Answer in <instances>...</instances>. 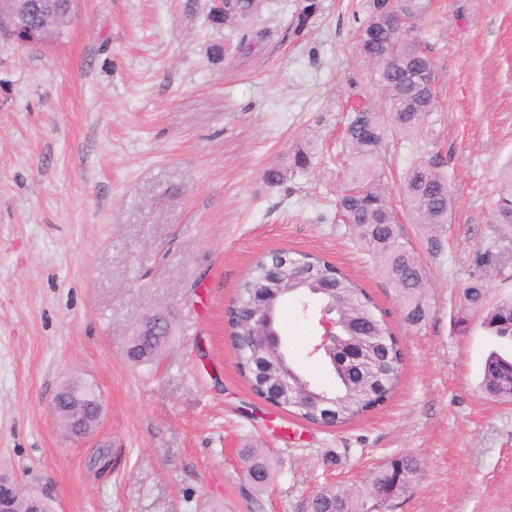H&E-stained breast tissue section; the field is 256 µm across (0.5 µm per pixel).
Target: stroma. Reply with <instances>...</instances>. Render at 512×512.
<instances>
[{
  "label": "stroma",
  "mask_w": 512,
  "mask_h": 512,
  "mask_svg": "<svg viewBox=\"0 0 512 512\" xmlns=\"http://www.w3.org/2000/svg\"><path fill=\"white\" fill-rule=\"evenodd\" d=\"M298 0H269L271 40L211 63L224 31L207 0H77L53 41L0 50V477L45 492L54 512H304L320 489H364L411 455L422 478L382 512H512V402L486 395L483 364L512 343L456 318L472 274L512 298V224L497 223V173L512 157V0H430L420 22L436 69L434 150L457 204L441 254L400 217L429 277L430 311L408 324L377 258L337 221L348 109L379 96L358 53L362 0H321L302 36ZM358 87H351V80ZM305 173L267 185L300 144ZM416 146L387 136L392 202ZM324 256L373 297L396 337L399 384L377 409L324 426L257 398L240 376L225 312L252 262ZM166 309L173 338L135 365L139 318ZM280 333L311 381L315 321L288 306ZM71 379L103 402L73 438L49 411ZM105 467H90L99 448ZM278 462L264 489L241 451Z\"/></svg>",
  "instance_id": "obj_1"
}]
</instances>
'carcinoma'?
<instances>
[{
    "mask_svg": "<svg viewBox=\"0 0 512 512\" xmlns=\"http://www.w3.org/2000/svg\"><path fill=\"white\" fill-rule=\"evenodd\" d=\"M53 0V11L38 19L40 34L36 42L59 38L72 23V16ZM264 0H213L207 21L224 27V43L210 46V57L217 63L230 50L250 51L263 46L271 31L259 23ZM320 8L319 0H300L292 30L303 33ZM425 9L424 0H367L364 19L358 28V49L362 59L371 64L374 80L381 91L378 105L358 107L345 126L344 144L349 160L345 187L337 206L343 221L352 226L360 243L380 259L388 279L395 285L405 313L412 324L422 322L430 309L426 291V271L418 258L399 241V217L387 199L381 181L380 154L385 136L392 133L403 139L426 140L434 132L433 116L439 112L434 62L411 28L401 19L417 20ZM312 145L296 147L288 156V164L265 171V181L278 185L307 169L311 164ZM447 159L438 151L412 162L403 176L402 201L415 223L424 225L429 252L443 250L442 228L456 204L448 183ZM500 192L496 201V217L500 224H512V161L499 174ZM275 261L273 256L257 258L241 280L237 297L226 311L230 339L237 355L240 375L251 392L267 398L269 388L263 384V371L252 348L247 346L255 323L252 312L259 294L277 280L284 288L275 306V318L293 300L298 303L329 299L331 293L314 294L313 288L336 289V315L349 325L366 315H376L372 297L356 281L331 261L310 253H301L304 267L297 270ZM465 307L457 319L463 328L469 324V313H483L482 326L499 339L512 341V298L488 305L483 278L474 274L464 288ZM167 336H134L126 352L127 358L141 364L153 361L167 344ZM390 353H381L390 372L382 386L367 390L355 387L341 372L335 373V385L327 392L343 402L336 423L344 424L361 417L385 402L396 389L401 371L402 353L392 342ZM485 391L503 401L512 402V359L491 353L484 363ZM249 482L256 488L269 484L275 475V462L263 451L253 448L246 468ZM420 465L411 457L393 458L370 472L369 497L382 504L406 492L419 478ZM306 512H365L363 498L353 492L329 486L318 492L307 504Z\"/></svg>",
    "mask_w": 512,
    "mask_h": 512,
    "instance_id": "carcinoma-1",
    "label": "carcinoma"
}]
</instances>
